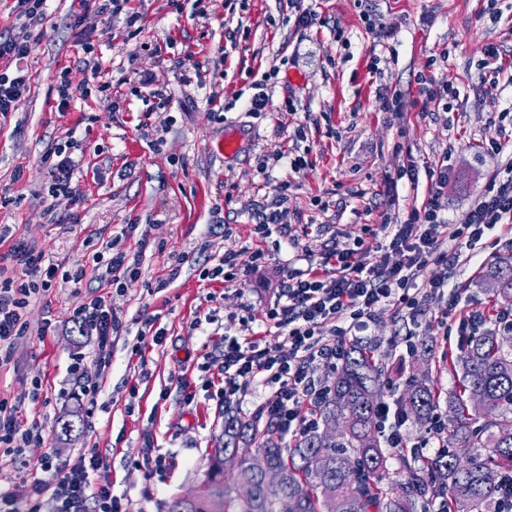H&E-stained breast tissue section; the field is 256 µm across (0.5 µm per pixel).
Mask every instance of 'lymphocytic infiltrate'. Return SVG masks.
I'll use <instances>...</instances> for the list:
<instances>
[{
	"label": "lymphocytic infiltrate",
	"instance_id": "lymphocytic-infiltrate-1",
	"mask_svg": "<svg viewBox=\"0 0 512 512\" xmlns=\"http://www.w3.org/2000/svg\"><path fill=\"white\" fill-rule=\"evenodd\" d=\"M27 37L0 34V114L16 111L28 90V78L11 65L28 57ZM72 140L57 143L47 155L50 195L67 194L76 161ZM444 152L430 173L428 196L408 213L403 223L383 215L378 230L382 242L370 245L355 240L345 251L324 250L319 262L306 269L288 271L277 299L260 313L266 329L286 337L287 347L267 345L264 337L239 339L225 335L218 366L221 403L241 401L249 389L260 385L266 397L261 414L274 429L302 438L318 422L315 411L326 387L314 377L318 366L338 367L347 349L344 335L367 328L388 308L418 315L425 304L447 296L438 327L455 322L459 336L471 335L484 321L474 311L460 308L459 287L451 283L463 253L486 249V234L495 227H512V160L491 174L481 193L462 219L449 220L443 199L448 187V162ZM27 276L0 278V351L10 350L25 336L24 319L30 299L48 291L55 281L80 283V276L60 273L42 251L23 243L13 248ZM79 330L95 333L100 360H107L112 339L126 326L103 297L96 296L75 311ZM41 431L21 428L15 408L0 400V447L6 454L21 453L32 443L44 442ZM96 452L80 456L73 465H60L44 457L41 469L47 480L38 482L22 512H126L110 483L91 486L89 474L100 469Z\"/></svg>",
	"mask_w": 512,
	"mask_h": 512
}]
</instances>
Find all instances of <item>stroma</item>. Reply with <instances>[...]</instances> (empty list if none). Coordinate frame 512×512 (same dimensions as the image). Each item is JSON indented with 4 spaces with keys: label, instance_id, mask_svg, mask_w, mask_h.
Returning <instances> with one entry per match:
<instances>
[{
    "label": "stroma",
    "instance_id": "1",
    "mask_svg": "<svg viewBox=\"0 0 512 512\" xmlns=\"http://www.w3.org/2000/svg\"><path fill=\"white\" fill-rule=\"evenodd\" d=\"M305 2L318 20L301 33L288 0H131L135 29L121 16L105 22L79 0H49L46 19L31 26L22 62L29 90L17 111L0 115V265L7 276L21 275L6 258L21 240L83 277L30 300L28 333L0 364V398L15 405L22 428L46 436L20 457L0 458V488L18 501L42 478L47 454L72 463L97 451L103 466L91 483L109 479L128 512H163L205 479L211 448L224 442V410L202 388L197 365L221 353L225 332L264 333L247 314L274 300L287 269L307 266L280 234L259 241L253 233V209L276 199L282 182L291 184L289 225L307 230L318 253L351 248L382 213L406 219L449 143L457 145L445 201L453 220L512 158L489 145L500 113L512 106V81L485 80L481 64L484 44L494 43L512 65V0ZM366 14L390 30L383 46L366 30ZM85 38L97 47L108 98L82 94L91 68ZM430 57L433 74L460 90L452 111H435L416 91ZM267 71L271 103L255 117L247 112L252 85ZM62 73L75 92L64 111L56 94ZM382 85L408 93L413 105L381 111L375 90ZM156 89L167 101L147 109L141 97ZM214 96L231 105L223 116L212 113ZM69 131L83 157L72 195L53 198L42 158ZM233 132L242 144L227 157L216 144ZM292 155L306 166L291 169ZM410 159L421 173L415 186L397 177ZM115 238L121 250L143 254L139 279L120 289L100 282L93 262ZM257 247L271 260L243 281L201 277L224 253ZM454 279L466 310L486 312L498 299L476 264L459 265ZM95 295L129 327L113 338L104 368L96 337L72 321ZM148 317L164 328L162 344L138 345L135 333ZM408 328L387 309L343 341L377 346L385 381L401 386L425 375L442 392L458 389L461 373L448 368L459 352L456 331L426 337L409 354ZM77 354L79 376L70 371ZM88 380L100 384L96 399L83 393ZM37 381L35 402L29 393ZM74 413L75 432L58 436L57 422ZM147 455L165 457V468H147Z\"/></svg>",
    "mask_w": 512,
    "mask_h": 512
}]
</instances>
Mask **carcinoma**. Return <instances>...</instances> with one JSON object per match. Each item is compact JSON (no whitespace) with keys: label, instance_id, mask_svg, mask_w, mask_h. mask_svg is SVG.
I'll list each match as a JSON object with an SVG mask.
<instances>
[{"label":"carcinoma","instance_id":"carcinoma-1","mask_svg":"<svg viewBox=\"0 0 512 512\" xmlns=\"http://www.w3.org/2000/svg\"><path fill=\"white\" fill-rule=\"evenodd\" d=\"M487 275L499 294L512 300V255H501ZM456 365L463 391L446 398L448 447L425 459L419 449L395 451L383 446L377 410L383 385L372 351L350 348L333 371L330 394L317 406L320 423L288 450L265 437L270 424L259 428L261 414L245 419L224 410V445L212 450L206 479L188 512H279L288 498L298 512H429L439 501L441 512H496L499 489L512 474V353L500 345L494 329L466 339ZM478 389L483 402L470 406L468 394ZM439 392L428 379H415L400 398L406 414L433 417ZM344 423L329 447L322 445L325 426ZM260 442L256 449L250 448ZM282 472L278 485H268L250 463L252 452ZM226 452L240 458L238 482L251 486L247 499L224 480ZM399 453L401 471L390 460Z\"/></svg>","mask_w":512,"mask_h":512}]
</instances>
